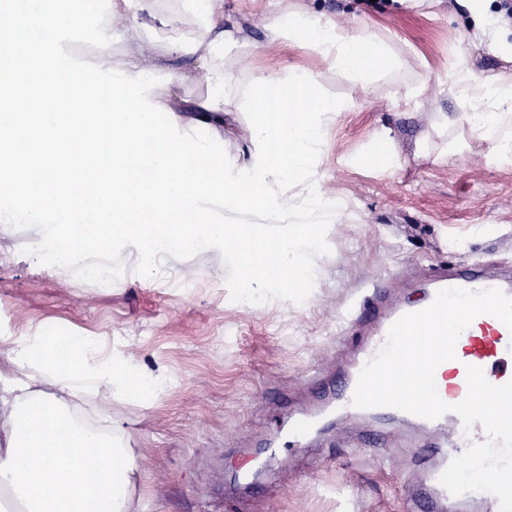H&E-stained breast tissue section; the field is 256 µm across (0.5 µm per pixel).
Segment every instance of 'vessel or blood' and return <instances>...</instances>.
<instances>
[{
	"label": "vessel or blood",
	"instance_id": "1",
	"mask_svg": "<svg viewBox=\"0 0 512 512\" xmlns=\"http://www.w3.org/2000/svg\"><path fill=\"white\" fill-rule=\"evenodd\" d=\"M448 288H464L471 291L501 290L512 297V284L487 275L476 264H464L439 273L431 282L430 294ZM416 304L407 303L399 297L374 293L372 307L365 319L370 325L367 340L361 346L353 369L339 376L336 387L335 409L344 417L357 414L352 403L359 369L373 358L384 345L390 327L404 314L415 312ZM463 340L455 345V359L443 362L435 371V381L440 398L454 405L467 394L466 369L481 368L487 380L502 385L512 380V330L499 319L489 314L474 318L464 331ZM377 415L387 419L400 418L428 432L423 444L431 450V463L422 478L414 485L413 499L422 502L423 512H459L460 497L450 494L441 484L440 476L450 462L460 455L469 444L485 441L486 434L481 425L465 430L460 417L447 412L440 418L429 420L393 407H380Z\"/></svg>",
	"mask_w": 512,
	"mask_h": 512
}]
</instances>
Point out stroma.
<instances>
[{
	"label": "stroma",
	"instance_id": "stroma-1",
	"mask_svg": "<svg viewBox=\"0 0 512 512\" xmlns=\"http://www.w3.org/2000/svg\"><path fill=\"white\" fill-rule=\"evenodd\" d=\"M151 15L109 28L107 49L84 47L93 64L139 58L169 87L180 131L217 136L233 166L249 158L250 122L241 88L274 71L299 68L329 93L351 101L326 129L315 176L338 201L315 260V287L302 304L279 299L234 302L218 250L166 258L161 273L135 272L139 254L125 247L112 287L82 281L68 268L34 262L25 247L35 228L0 235V348L41 333L91 337L106 356L150 380L115 403L134 469L129 512H415L410 487L421 466L398 448L390 462L355 432L324 420L308 443L276 454L253 484L239 479L258 449L278 445L288 415L327 398L360 331V305L374 288L421 300L443 265L479 261L512 273V165L496 162L493 139L459 122L465 107L445 86L449 69L512 86V61L488 53L466 29L459 0H224V27L238 43L216 49L226 67L222 129L190 122L210 93L196 58L170 48L167 30L192 45L206 14L184 0H151ZM348 23L399 60L368 93L306 44H270L267 23L289 15ZM391 160L367 166L374 142Z\"/></svg>",
	"mask_w": 512,
	"mask_h": 512
}]
</instances>
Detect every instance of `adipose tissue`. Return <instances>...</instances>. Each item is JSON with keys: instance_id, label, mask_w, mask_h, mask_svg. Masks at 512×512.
Segmentation results:
<instances>
[{"instance_id": "obj_1", "label": "adipose tissue", "mask_w": 512, "mask_h": 512, "mask_svg": "<svg viewBox=\"0 0 512 512\" xmlns=\"http://www.w3.org/2000/svg\"><path fill=\"white\" fill-rule=\"evenodd\" d=\"M482 43L495 55L512 59V33L490 18L488 0H461ZM272 41L308 44L359 91H367L391 60L365 50L359 37L329 22H270ZM448 85L472 108L462 120L487 134L512 106V88L474 78L455 68ZM7 373H0V487L25 506L24 512H126L129 456L111 434H93L69 423L68 400L92 396L95 410L111 418L112 407L131 388L140 387L120 360L104 357L87 336L62 341L42 335L37 345L12 341L5 351Z\"/></svg>"}]
</instances>
